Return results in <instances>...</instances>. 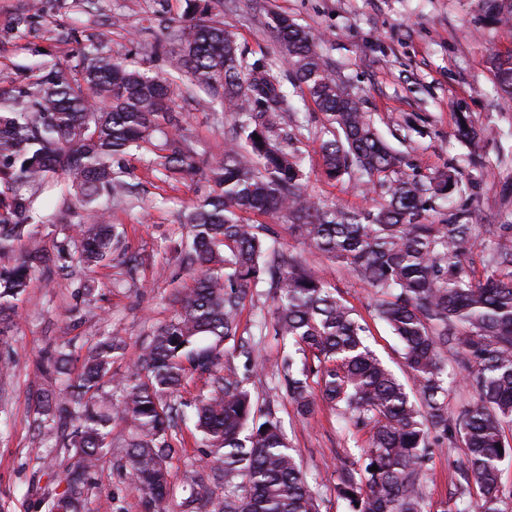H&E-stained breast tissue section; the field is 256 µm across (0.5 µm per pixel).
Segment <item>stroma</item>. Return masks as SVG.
<instances>
[{"mask_svg": "<svg viewBox=\"0 0 512 512\" xmlns=\"http://www.w3.org/2000/svg\"><path fill=\"white\" fill-rule=\"evenodd\" d=\"M29 3L0 0V89L33 82L39 63H75L98 42L109 55L145 62L164 78L177 83L185 78L166 58L175 43L165 27L166 20H181L185 0H93L85 9L74 0H40L34 15ZM482 10L483 0H214L212 5L215 20L235 34L244 56L263 59L281 73L287 65L268 26L270 17L285 13L309 28L349 90L362 98L382 136L405 155L406 173L426 181L455 168L468 186L467 208L479 219L505 224L512 223V206L502 204L503 194L512 195V101L497 94L488 58L511 50L512 41L484 23ZM116 15L125 18L126 28L113 27ZM21 17L26 20L22 26L17 23ZM175 109L185 114L184 127L198 148L196 172L169 185L155 178L148 155L133 153L126 179L136 199L110 208L112 222L125 229L127 253L140 261L136 284L118 285L119 269L109 265L93 271L98 289L91 296L77 279L35 275L19 304L15 328L0 342V363L10 364L8 375H0V512H38L31 489L39 479V448L29 407L44 352L68 336L79 358L98 336H120L127 350L112 372L129 375L151 331L173 315L174 292L193 285L179 266L176 247L185 209L210 190L205 165L223 155L224 127L219 105L181 99ZM459 112L471 113L476 127L489 134L486 172H478L455 138ZM300 149L310 173L307 192L314 200L352 211L372 206L373 194L323 174L317 137L302 138ZM306 258L368 324L371 348L389 364L399 363L396 339L373 317L371 288L318 253L307 252ZM248 387L255 397H273L307 481L324 503L322 512H347L334 490L336 460L359 456L368 445V431L341 427L322 404L311 417L300 418L270 372L251 377ZM123 454L113 449L100 462L84 512H144L119 467ZM456 457L444 444L429 452L425 472L432 506L450 497Z\"/></svg>", "mask_w": 512, "mask_h": 512, "instance_id": "1", "label": "stroma"}]
</instances>
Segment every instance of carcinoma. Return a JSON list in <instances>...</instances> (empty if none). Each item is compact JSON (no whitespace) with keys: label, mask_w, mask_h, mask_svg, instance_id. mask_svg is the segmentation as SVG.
<instances>
[{"label":"carcinoma","mask_w":512,"mask_h":512,"mask_svg":"<svg viewBox=\"0 0 512 512\" xmlns=\"http://www.w3.org/2000/svg\"><path fill=\"white\" fill-rule=\"evenodd\" d=\"M178 24L173 65L187 74L179 86L142 65L112 58L91 45L72 67L47 63L36 81L0 95V335L17 315L16 301L32 276L58 261L68 275L126 257L125 231L107 223L94 202L101 193L123 201L133 193L123 179L131 149L152 155L155 176L178 182L196 165V149L182 134L180 98H218L224 115V155L207 164L213 194L185 213L188 233L178 251L194 285L179 291L173 316L152 332L136 370L117 380L112 358L123 339L106 336L90 348L76 372L72 340L47 357L65 376L57 392L39 389V447L62 454L64 489L48 484L44 512H82L99 462L112 452V420L130 422L122 468L146 501V512H173L170 463L182 443L180 425L193 420L210 449L209 477L224 497L204 509L197 488L204 475L185 470L189 495L180 512H321L281 421L247 388L259 367L255 346L240 333V314L252 290L266 288L276 305L260 330L291 344L274 365L297 414L322 402L369 443L336 465V497L348 512H430L424 463L430 441L461 451L452 503L440 512H512L502 497L500 473L512 461V224H476L453 207L430 219L436 201L465 191L450 169L423 183L403 172L404 157L379 134L359 97L318 51L317 37L286 14L269 26L288 65V81L239 53L234 35L211 14L210 0H186ZM487 24L512 36V0H484ZM496 91L512 99V53L489 58ZM311 100L321 112L325 175L380 190L375 208L351 212L307 194L306 160L296 143L304 125L287 124L292 98ZM259 139H254L253 135ZM457 140L484 164L482 137L470 115L456 117ZM62 177L78 203L66 246L51 257L28 247V223L37 192ZM281 218L295 236L332 264L348 269L373 290L374 317L402 345L412 385L402 383L366 341L368 326L301 252L276 246L268 224H249L241 213ZM492 239L485 278L475 279L468 253ZM455 350L476 400L448 411L451 391L441 351ZM243 359V373L234 360ZM205 378L201 394H181L187 377ZM378 470H372V467Z\"/></svg>","instance_id":"1"}]
</instances>
